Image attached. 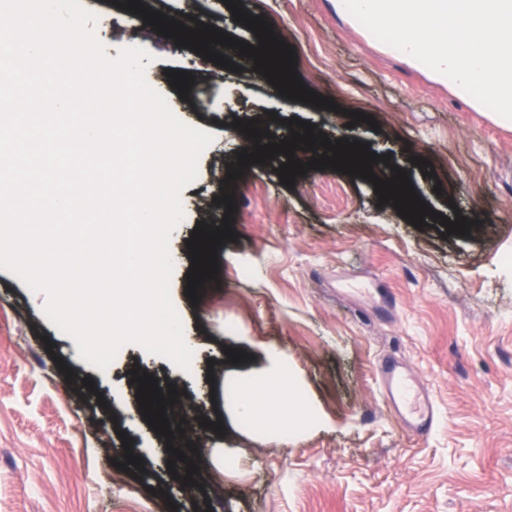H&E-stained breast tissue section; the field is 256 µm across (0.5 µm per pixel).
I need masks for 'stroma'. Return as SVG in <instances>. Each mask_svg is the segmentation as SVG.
Masks as SVG:
<instances>
[{"instance_id": "stroma-1", "label": "stroma", "mask_w": 512, "mask_h": 512, "mask_svg": "<svg viewBox=\"0 0 512 512\" xmlns=\"http://www.w3.org/2000/svg\"><path fill=\"white\" fill-rule=\"evenodd\" d=\"M141 2L258 43L224 0ZM240 5L291 45L301 83L337 110L287 99L256 68H221L112 0H90L107 55L146 49L151 87L214 136L182 192L170 279L198 348L187 372L143 360L133 344L98 369L45 318L41 293L0 270V512H512V130L408 65L336 0ZM172 71L191 74L187 98L171 87ZM353 111L370 122L351 124ZM294 117L329 140L366 144L381 157L372 166L381 179L405 170L430 209L470 220L467 235L439 220L413 227L393 203L379 204L372 182L330 168L286 187L282 154L228 180L247 139L234 121L255 120L278 143ZM229 185L231 215L218 202ZM227 215L235 238L217 245L218 273L191 302L187 242L198 224ZM269 347L318 422L282 436L205 407L168 441L144 419L132 369L181 400L259 365ZM230 348L247 361L230 363ZM388 357L427 383L438 414L430 435L405 430L381 396L376 368ZM220 421L221 434L210 428ZM191 442L232 451L234 465L199 468L187 488L186 463L163 457Z\"/></svg>"}]
</instances>
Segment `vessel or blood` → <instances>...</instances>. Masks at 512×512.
<instances>
[{
    "mask_svg": "<svg viewBox=\"0 0 512 512\" xmlns=\"http://www.w3.org/2000/svg\"><path fill=\"white\" fill-rule=\"evenodd\" d=\"M377 379L383 398L402 427L423 435L433 429L437 419L434 406L419 379L404 364L382 362Z\"/></svg>",
    "mask_w": 512,
    "mask_h": 512,
    "instance_id": "vessel-or-blood-1",
    "label": "vessel or blood"
}]
</instances>
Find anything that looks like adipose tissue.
I'll list each match as a JSON object with an SVG mask.
<instances>
[{"label":"adipose tissue","mask_w":512,"mask_h":512,"mask_svg":"<svg viewBox=\"0 0 512 512\" xmlns=\"http://www.w3.org/2000/svg\"><path fill=\"white\" fill-rule=\"evenodd\" d=\"M238 421L276 427L283 432L304 424L311 410L297 394L296 382L287 364L275 352H268L265 367L251 371L237 382L225 385Z\"/></svg>","instance_id":"1"}]
</instances>
